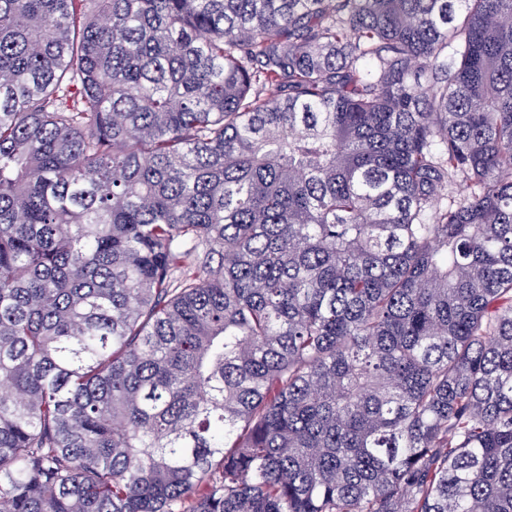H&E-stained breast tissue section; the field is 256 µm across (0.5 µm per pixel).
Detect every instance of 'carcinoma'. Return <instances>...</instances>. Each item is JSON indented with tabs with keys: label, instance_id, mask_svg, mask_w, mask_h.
<instances>
[{
	"label": "carcinoma",
	"instance_id": "obj_1",
	"mask_svg": "<svg viewBox=\"0 0 512 512\" xmlns=\"http://www.w3.org/2000/svg\"><path fill=\"white\" fill-rule=\"evenodd\" d=\"M0 512H512V0H0Z\"/></svg>",
	"mask_w": 512,
	"mask_h": 512
}]
</instances>
